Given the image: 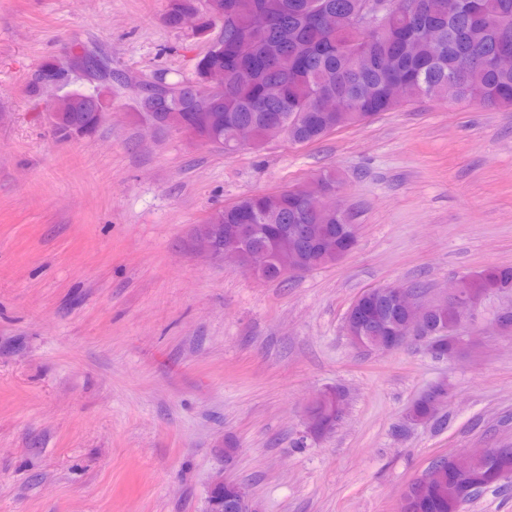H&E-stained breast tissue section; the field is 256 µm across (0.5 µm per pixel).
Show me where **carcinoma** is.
<instances>
[{"label": "carcinoma", "instance_id": "carcinoma-1", "mask_svg": "<svg viewBox=\"0 0 512 512\" xmlns=\"http://www.w3.org/2000/svg\"><path fill=\"white\" fill-rule=\"evenodd\" d=\"M366 0H169L166 21L179 29L188 17L198 16L211 24L210 12L223 19L224 48L208 50L196 63V78L169 84L161 78L152 94L138 98L137 110L152 112L157 119L176 121L181 112H202L209 120L206 142L232 151L233 129L251 126L255 147L285 136L289 140L316 142L336 127L363 122L362 115L392 112L403 106L391 86L406 85L408 100L445 98L448 79H459L457 92L464 98L481 94L479 106L512 109V69H502L495 57L512 49V0H388L389 11L371 32L358 26ZM249 39L252 52L267 58L256 69L243 60L234 71L224 69V57L236 37ZM84 89H74L53 108L62 121L68 117L95 131L99 122L81 108ZM331 94L342 100L336 111L323 112L315 123L304 113L315 111L318 99ZM339 183L334 173L277 194L242 198L233 207L219 210L214 219L221 224L238 223L241 207L251 210V223L259 233L247 246L264 248L283 224H315L317 217L300 205L302 195ZM343 219L332 216L322 230L323 249L301 251L291 241L283 252L295 253L296 262L309 269L331 262L330 249L342 244ZM464 292L476 299L512 291V267L489 266L462 277ZM359 304L374 309L375 327L361 347L390 351L402 323V312L389 305L378 292H363ZM458 339H431L428 346L437 357L452 355ZM342 405L322 399L314 405L316 437L335 427ZM407 417L446 424L445 414L436 411L429 397L420 398L408 409ZM436 486L426 492L406 495L403 512H462L464 505L480 494L496 491L505 483L495 479L498 469L512 472V456L495 455L476 462L468 484L448 480V463H433Z\"/></svg>", "mask_w": 512, "mask_h": 512}]
</instances>
